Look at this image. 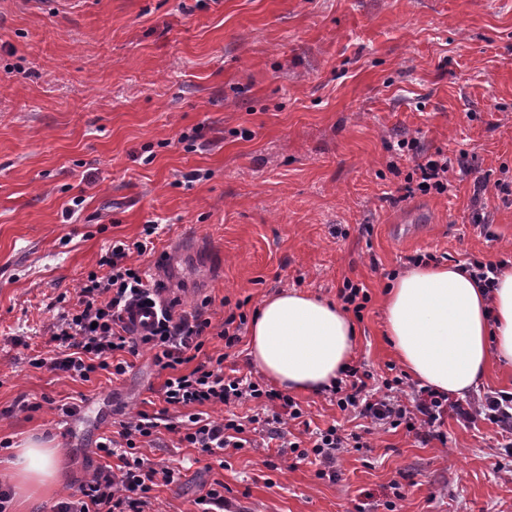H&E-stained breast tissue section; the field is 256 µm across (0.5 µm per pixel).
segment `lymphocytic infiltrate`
Masks as SVG:
<instances>
[{"instance_id": "lymphocytic-infiltrate-1", "label": "lymphocytic infiltrate", "mask_w": 512, "mask_h": 512, "mask_svg": "<svg viewBox=\"0 0 512 512\" xmlns=\"http://www.w3.org/2000/svg\"><path fill=\"white\" fill-rule=\"evenodd\" d=\"M398 146L414 162L417 191L424 195L447 192V157L423 154L414 138L400 140ZM157 230V225L148 224L141 240L112 241L100 259L105 273L89 272L77 285L76 303L58 313L50 335L55 354L33 356L30 366L60 371L75 381L88 382L101 374L117 380L127 373L129 357L138 356L140 347L146 346L153 352L155 365L167 373L160 389L163 402L182 413L181 421L169 423L168 428L179 433L187 447L216 457L236 445L249 444L254 434L271 440L283 438L287 423L305 415L300 403L260 380L225 375L223 355L205 349L210 336L222 340L225 347L236 346L246 314H229L216 326L204 309L177 316L167 306L158 309L145 334H136L126 324L123 313L129 304L152 300V289L132 257L154 251ZM371 378L370 371L346 366L342 377L328 389L340 411L369 419L375 428L410 427L424 442L444 441L441 426L450 413L467 423L484 419L512 434V392L490 391L460 401L399 377L384 380L377 390ZM245 403L257 406L245 423L233 418L216 421L204 414L208 408ZM158 428L157 415L141 411L121 422L117 435L101 436L96 447L104 456L118 457V470L99 468L76 495L59 503L56 512H146L157 484L169 485L180 479L179 472L148 466L142 456V448L156 445ZM365 446L362 435L344 434L332 425L316 431L308 447L295 441L289 449L299 459H313L318 476L323 477L343 452Z\"/></svg>"}]
</instances>
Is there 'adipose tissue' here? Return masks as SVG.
I'll return each mask as SVG.
<instances>
[{"instance_id": "ef3b65f1", "label": "adipose tissue", "mask_w": 512, "mask_h": 512, "mask_svg": "<svg viewBox=\"0 0 512 512\" xmlns=\"http://www.w3.org/2000/svg\"><path fill=\"white\" fill-rule=\"evenodd\" d=\"M387 334L422 384L448 395L477 389L491 360L512 363V266L486 291L460 265L416 266L386 298ZM354 325L343 307L296 291L267 299L250 324L249 356L280 388L316 393L347 365ZM6 482L24 500L65 480L56 449L30 441Z\"/></svg>"}]
</instances>
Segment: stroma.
Segmentation results:
<instances>
[{
    "mask_svg": "<svg viewBox=\"0 0 512 512\" xmlns=\"http://www.w3.org/2000/svg\"><path fill=\"white\" fill-rule=\"evenodd\" d=\"M404 137L465 157L446 193L404 197ZM503 181L512 0H0V471L31 439L58 448L66 472L9 512H52L104 466L102 433L162 406L146 348L116 382L29 364L113 239L140 240L152 220L163 252L192 229L199 243L169 273L176 309L205 307L216 324L278 292L334 302L344 279L363 283L350 362L379 382L407 374L385 335V284L418 253L462 265L512 252ZM295 399L308 413L288 426L296 440L362 429L326 394ZM442 431L443 444L373 431L331 479L275 447L217 459L165 431L144 455L182 478L156 487L149 510L194 512L220 482L224 512H512L499 429L451 415Z\"/></svg>",
    "mask_w": 512,
    "mask_h": 512,
    "instance_id": "1",
    "label": "stroma"
}]
</instances>
